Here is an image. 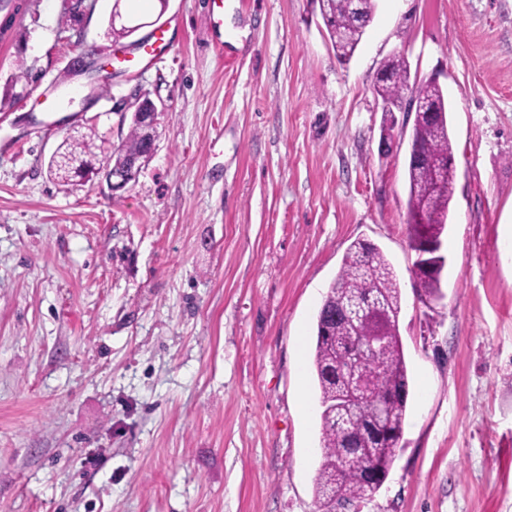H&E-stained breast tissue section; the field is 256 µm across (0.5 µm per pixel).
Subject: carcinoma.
Returning <instances> with one entry per match:
<instances>
[{
	"label": "carcinoma",
	"mask_w": 512,
	"mask_h": 512,
	"mask_svg": "<svg viewBox=\"0 0 512 512\" xmlns=\"http://www.w3.org/2000/svg\"><path fill=\"white\" fill-rule=\"evenodd\" d=\"M321 0L328 15L327 31L336 57L349 60L373 18L375 0ZM389 79L373 85L384 103H396L407 95L428 101L439 116L412 129L410 149L427 157V164H408V214L422 215L425 224H411V246H423L422 229L444 231L455 178L452 142L448 131V103L433 79L410 82L403 55L384 62ZM147 163L150 146L142 125L130 119L128 134L105 151L96 144L93 130L69 135L53 156L49 172L65 185L88 179L112 156ZM414 275L425 295L439 292L440 278L423 268ZM401 289L393 265L379 246L357 240L350 244L336 278L331 282L317 315L313 368L319 391L321 465L315 493L320 512H336V504L354 507L372 499L379 486L366 481L377 464L391 467L398 451L406 416L410 377L399 332ZM361 372L369 379L368 400L339 403L348 379Z\"/></svg>",
	"instance_id": "obj_1"
}]
</instances>
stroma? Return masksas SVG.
I'll list each match as a JSON object with an SVG mask.
<instances>
[{"label": "stroma", "mask_w": 512, "mask_h": 512, "mask_svg": "<svg viewBox=\"0 0 512 512\" xmlns=\"http://www.w3.org/2000/svg\"><path fill=\"white\" fill-rule=\"evenodd\" d=\"M0 10V512H318L316 315L357 239L402 292L401 449L359 512H512V0H376L339 61L319 0H145L173 46L137 72L113 0ZM448 101L441 296L409 245V134L379 148L377 69ZM87 57L110 79L70 72ZM157 107L135 183L62 185L74 130ZM65 98L58 112L46 100Z\"/></svg>", "instance_id": "stroma-1"}]
</instances>
